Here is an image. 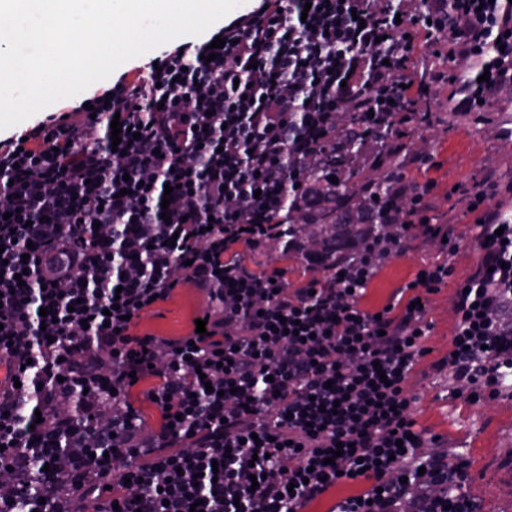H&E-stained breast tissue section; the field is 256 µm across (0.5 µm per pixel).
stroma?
Masks as SVG:
<instances>
[{"instance_id":"stroma-1","label":"stroma","mask_w":512,"mask_h":512,"mask_svg":"<svg viewBox=\"0 0 512 512\" xmlns=\"http://www.w3.org/2000/svg\"><path fill=\"white\" fill-rule=\"evenodd\" d=\"M448 93L445 86L432 89L431 106L440 120L424 136V160H411L402 169L404 185L433 183L431 216L437 223L453 225L466 241L448 257L452 275L447 285L428 297L431 330L425 340L427 354L410 379L418 396L413 417L418 429L437 439L439 448L461 454L468 461L467 491L481 512H512V394L494 397L489 388L481 387L474 397L455 398L448 392L447 374L433 369L435 362L447 357L457 330V288L473 274L479 259L476 216L468 211L458 186L492 178L500 211L512 212V150L495 149L506 125L499 105L512 103V88L502 89L494 104L481 112L453 111ZM441 257L436 244L406 239L402 255L380 265L361 305L368 310L382 308L395 300L398 290L412 281L424 264ZM246 259L263 270L283 269L285 283L291 288L323 275L322 269L306 267L300 258H282L280 249L271 244L247 254ZM206 305V298L196 288L180 285L168 299L143 311L135 320L134 330L167 338L187 335Z\"/></svg>"}]
</instances>
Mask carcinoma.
<instances>
[{
  "mask_svg": "<svg viewBox=\"0 0 512 512\" xmlns=\"http://www.w3.org/2000/svg\"><path fill=\"white\" fill-rule=\"evenodd\" d=\"M340 133L357 145L359 119L356 113L341 116ZM413 149L405 151L385 145L366 156L356 150L311 165L315 201L309 204L299 192L292 195L282 221L288 224L285 254L304 250L318 255V263L330 267L349 254L367 234L382 231L393 211L386 201L393 194L408 196L396 189L401 169ZM338 177L333 183L329 177Z\"/></svg>",
  "mask_w": 512,
  "mask_h": 512,
  "instance_id": "obj_1",
  "label": "carcinoma"
}]
</instances>
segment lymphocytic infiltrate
Returning a JSON list of instances; mask_svg holds the SVG:
<instances>
[{
    "instance_id": "obj_1",
    "label": "lymphocytic infiltrate",
    "mask_w": 512,
    "mask_h": 512,
    "mask_svg": "<svg viewBox=\"0 0 512 512\" xmlns=\"http://www.w3.org/2000/svg\"><path fill=\"white\" fill-rule=\"evenodd\" d=\"M217 34L223 48L182 42L0 140V512H307L355 482L335 512H475L466 464L416 430L408 388L431 328L419 303L450 264L421 267L402 306L359 303L404 238L459 248L432 221L431 185L305 288L236 248L280 236L291 189L313 192L310 162L347 151L342 112L403 140L428 129L412 106L430 86H449L457 112L512 87V0H260ZM463 195L480 261L440 363L457 396L512 378V216L493 185ZM184 282L208 300L205 334L133 333ZM149 375L167 416L147 432L128 396ZM54 389L93 423L36 418ZM106 437L113 453H94Z\"/></svg>"
}]
</instances>
